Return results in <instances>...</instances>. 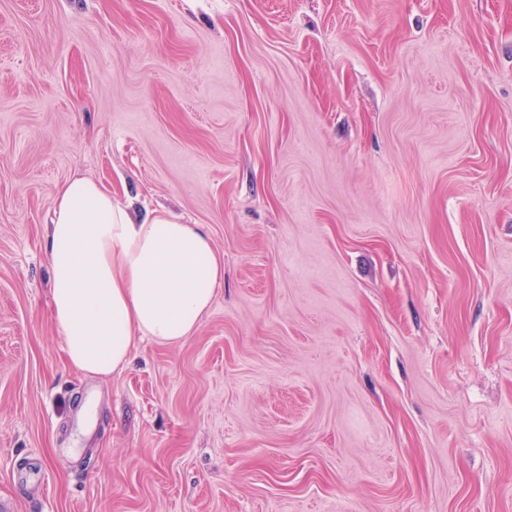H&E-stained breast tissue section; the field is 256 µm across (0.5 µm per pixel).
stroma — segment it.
Returning <instances> with one entry per match:
<instances>
[{"label":"stroma","mask_w":512,"mask_h":512,"mask_svg":"<svg viewBox=\"0 0 512 512\" xmlns=\"http://www.w3.org/2000/svg\"><path fill=\"white\" fill-rule=\"evenodd\" d=\"M75 177L224 259L107 377ZM0 512H512V0H0Z\"/></svg>","instance_id":"35a3bbf8"}]
</instances>
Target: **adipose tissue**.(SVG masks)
Listing matches in <instances>:
<instances>
[{"mask_svg": "<svg viewBox=\"0 0 512 512\" xmlns=\"http://www.w3.org/2000/svg\"><path fill=\"white\" fill-rule=\"evenodd\" d=\"M46 252L67 360L99 377L124 368L139 340L176 345L191 336L224 278L203 225L163 213L133 219L84 177L60 189Z\"/></svg>", "mask_w": 512, "mask_h": 512, "instance_id": "ef3b65f1", "label": "adipose tissue"}]
</instances>
